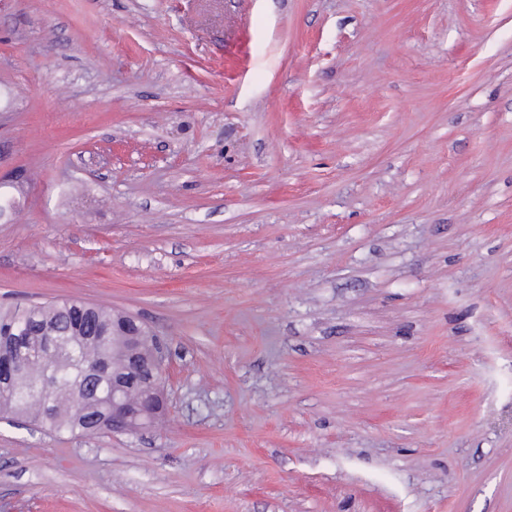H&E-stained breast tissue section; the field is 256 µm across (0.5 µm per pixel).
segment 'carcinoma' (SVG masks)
I'll return each mask as SVG.
<instances>
[{"instance_id":"carcinoma-1","label":"carcinoma","mask_w":512,"mask_h":512,"mask_svg":"<svg viewBox=\"0 0 512 512\" xmlns=\"http://www.w3.org/2000/svg\"><path fill=\"white\" fill-rule=\"evenodd\" d=\"M111 310L71 299L0 307V417L16 416L31 425L58 434L92 437L99 433L101 410L90 406L79 411L74 398L77 376L68 362L82 367L112 361V349L87 339L93 329H112ZM31 358L26 378L41 379L54 369L57 385L43 397L19 399L14 379L5 373V359L11 351Z\"/></svg>"}]
</instances>
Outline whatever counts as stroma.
<instances>
[{
	"instance_id": "stroma-1",
	"label": "stroma",
	"mask_w": 512,
	"mask_h": 512,
	"mask_svg": "<svg viewBox=\"0 0 512 512\" xmlns=\"http://www.w3.org/2000/svg\"><path fill=\"white\" fill-rule=\"evenodd\" d=\"M0 197V305L169 366L0 512H512V0H0ZM144 365L145 368L149 370V374L146 380L142 382L143 389L138 385H133L129 388L130 397L134 406L137 408L143 399H145L146 394L144 390L149 393L145 402L146 406L153 407L157 402H161L162 405H165L164 387L168 372L166 358L160 360L159 355L155 353L153 356L145 359ZM111 391L100 427L112 426V432L142 430L164 412L161 410L150 412L146 408H143L141 413L134 410L127 399L126 385L122 379L114 375H112V382L108 378L101 383L99 390L98 387L94 390V396L96 397L99 393L100 402L104 404Z\"/></svg>"
}]
</instances>
